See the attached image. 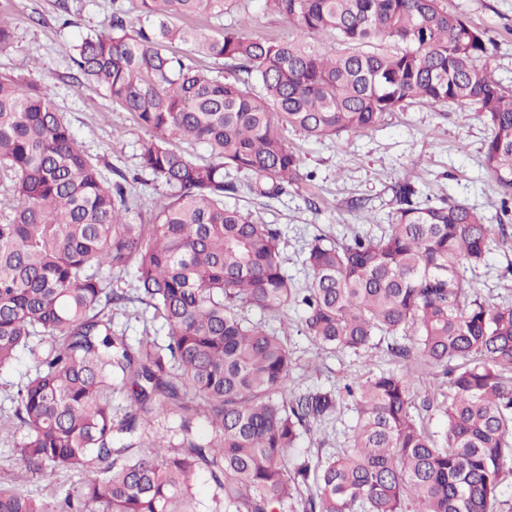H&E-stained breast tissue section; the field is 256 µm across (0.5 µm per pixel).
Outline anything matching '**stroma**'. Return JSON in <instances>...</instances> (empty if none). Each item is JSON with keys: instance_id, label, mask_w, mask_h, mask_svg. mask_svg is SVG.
Segmentation results:
<instances>
[{"instance_id": "obj_1", "label": "stroma", "mask_w": 512, "mask_h": 512, "mask_svg": "<svg viewBox=\"0 0 512 512\" xmlns=\"http://www.w3.org/2000/svg\"><path fill=\"white\" fill-rule=\"evenodd\" d=\"M62 1L67 4L63 10L58 7ZM446 2L449 11L488 31L496 43L495 78L512 88V0ZM116 4L126 11L132 8L131 0H0V14L11 18L14 31L10 45L0 49V76L50 86L57 109L110 179L119 172L136 171L138 146L148 133L130 113L115 107L102 88L72 81L69 54L81 36L102 27ZM241 18L227 14L208 19L206 26L217 33ZM242 19L258 35L285 38L293 32L288 20L265 11L263 0H250ZM488 135L479 114L416 104L333 144L294 132L289 140L300 151L312 181L277 199L258 197L243 185L226 203L252 211L263 223L280 226L286 235L285 266L302 280L306 274L301 251L314 235L339 239L355 231L379 233L396 208L394 187L403 180L414 183L430 203L450 197L495 217L502 192L483 164ZM496 242L482 266L464 273L490 307L512 303V271L507 268L512 262V223ZM288 347L294 365L286 387L292 395L316 387L336 388L398 367L383 340L359 355L328 353L292 330ZM355 423L354 406L344 400L332 419L314 425L298 447L290 449V458H325L350 447Z\"/></svg>"}]
</instances>
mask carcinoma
Masks as SVG:
<instances>
[{
	"label": "carcinoma",
	"mask_w": 512,
	"mask_h": 512,
	"mask_svg": "<svg viewBox=\"0 0 512 512\" xmlns=\"http://www.w3.org/2000/svg\"><path fill=\"white\" fill-rule=\"evenodd\" d=\"M137 2L136 21L116 10L81 38L71 75L151 132L132 177L102 175L47 86L0 79V182L16 201L0 219V369L20 351L34 362L0 434L23 431L12 455L25 474L81 476L51 501L0 483V512H196L199 472L222 490L224 512H279L287 501L299 512H501L512 304L486 306L462 276L495 243L486 215L452 199L422 203L400 182L387 230L314 236L301 283L285 269L280 228L224 203L235 173L263 198L312 178L290 132L336 142L413 104L479 113L485 169L512 193V90L493 78L488 32L443 0H264L293 23L287 39L169 22L249 0ZM321 35L332 42L316 46ZM177 136L209 157L175 147ZM144 175L169 190L165 201L131 191ZM144 211L150 223L129 219ZM130 266L134 300L167 327L161 344L147 328L134 344L113 329L112 307L128 297L105 272ZM247 306L286 330L301 310L297 332L335 352L412 331L422 365L441 368L447 428L411 414L409 369L288 395V333L251 320ZM116 393L129 403L121 416ZM346 396L351 447L290 464L301 435ZM169 416L176 426L142 438ZM311 483L316 494L303 496Z\"/></svg>",
	"instance_id": "cac0c4a2"
}]
</instances>
